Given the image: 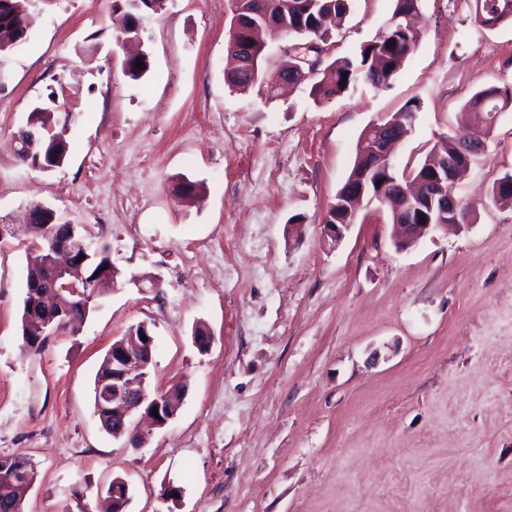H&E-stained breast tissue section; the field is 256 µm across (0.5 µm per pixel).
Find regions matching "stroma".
<instances>
[{
    "label": "stroma",
    "instance_id": "obj_1",
    "mask_svg": "<svg viewBox=\"0 0 512 512\" xmlns=\"http://www.w3.org/2000/svg\"><path fill=\"white\" fill-rule=\"evenodd\" d=\"M113 5L42 0L29 43L0 58V225L43 203L119 271L77 332L36 351L20 332L25 251L0 235V454L35 465L25 512H99L115 477L126 512H512V207L488 201L512 174V112L456 187L469 223L405 251L384 209L340 241L324 232L368 125L419 102L389 157L402 175L465 135L476 91L512 86V25L480 28L474 0H422L419 46L390 87L317 103L305 85L274 99L228 87V0H169L132 80ZM390 6L355 0L329 57L370 40ZM50 100L76 144L44 172L13 145ZM185 178L200 198L176 193ZM142 322L151 389L186 395L131 448L102 429L93 381Z\"/></svg>",
    "mask_w": 512,
    "mask_h": 512
}]
</instances>
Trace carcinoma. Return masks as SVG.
<instances>
[{
  "label": "carcinoma",
  "mask_w": 512,
  "mask_h": 512,
  "mask_svg": "<svg viewBox=\"0 0 512 512\" xmlns=\"http://www.w3.org/2000/svg\"><path fill=\"white\" fill-rule=\"evenodd\" d=\"M392 11L378 29L375 36L352 54L335 58L325 63L319 74L312 78L302 77L298 62L293 56H283L271 50L270 41L278 33L302 44L315 38L321 44L330 39L332 24L347 17L353 0H228L231 14L228 31L227 54L234 66L225 74V82L237 91H247L255 86L269 97L275 96L277 80L290 85L307 84L309 95L316 102L336 98L358 85L374 89L388 87L401 73L407 60L413 55L420 42L415 28L421 0H391ZM475 21L485 29L497 28L512 23V0H474ZM115 9L123 11L124 25L121 34L125 37L138 34L137 25L146 14L153 15L147 0L135 4L132 0H117ZM28 41V34L16 26L0 23V44H8V51ZM143 66H138V63ZM150 65L148 53L127 58L123 63L126 76L132 80L141 79ZM347 81H342V76ZM512 110V86H488L476 91L463 105L462 123H476L490 130L498 113ZM419 104L408 101L400 110L379 121L375 127L363 132L356 147L353 168L343 186L337 192L327 215L329 224H353L352 201L358 194L368 201L375 197L383 184L397 178L386 159L373 153L377 137L392 133L397 137L407 132L403 122L407 115L418 112ZM16 158L22 162L29 159L33 165L51 164L53 157L66 155L73 146V137L67 135L59 143L49 140L31 143L24 130L15 134ZM464 143L459 138L448 137L440 149H433L441 161L448 162V169L457 171L472 162L463 155ZM512 179L507 173L493 185L488 200L494 205H512V191L503 189V182ZM469 209L460 205L458 212L448 211L440 216L439 204L421 202L412 212L405 209L391 211L394 224L434 223L437 219H468ZM83 234L82 225L59 215L50 217L38 206L30 208L25 237L26 252V293L21 314L22 339L37 350L44 346L41 338V323L51 317L70 323L71 332H76L86 319L91 301L98 295L94 286L81 288V294L68 292L58 294V301L48 309L41 304H32L36 295L55 292V276L48 258L53 256L57 246L67 242L72 233ZM94 248L90 260L83 265V273L92 280L115 283L118 269L112 264L109 246L92 243ZM112 351H107L94 379V407H99V391L111 383ZM36 469L26 455L15 452L0 455V512H23V503L29 491Z\"/></svg>",
  "instance_id": "obj_1"
}]
</instances>
